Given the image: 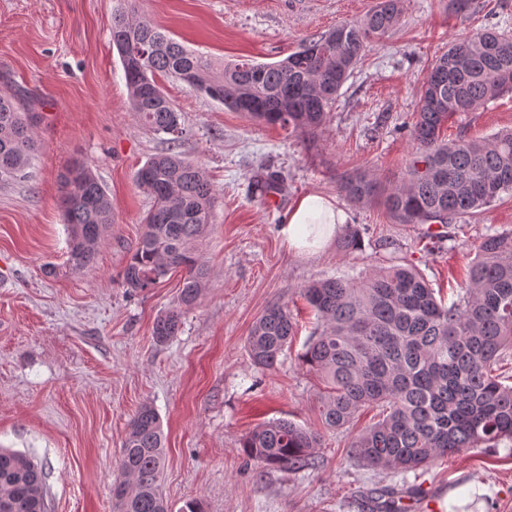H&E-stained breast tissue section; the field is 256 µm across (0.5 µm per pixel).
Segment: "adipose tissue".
Returning <instances> with one entry per match:
<instances>
[{"label":"adipose tissue","instance_id":"ef3b65f1","mask_svg":"<svg viewBox=\"0 0 512 512\" xmlns=\"http://www.w3.org/2000/svg\"><path fill=\"white\" fill-rule=\"evenodd\" d=\"M346 213L321 196L302 197L280 228L288 245L299 252L313 253L321 249L333 236L337 226L345 224Z\"/></svg>","mask_w":512,"mask_h":512}]
</instances>
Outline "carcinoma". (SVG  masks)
Masks as SVG:
<instances>
[{"mask_svg":"<svg viewBox=\"0 0 512 512\" xmlns=\"http://www.w3.org/2000/svg\"><path fill=\"white\" fill-rule=\"evenodd\" d=\"M401 13L402 0H379L363 19L302 39L281 61L243 59L224 64L221 73L127 12L113 19L111 42L132 111L171 143L183 128L157 73L256 122L312 133L367 48L396 27ZM509 91L512 36L487 30L455 41L421 87L409 179L386 187L367 171L345 173L339 191L353 203H381L401 224L445 229L491 206L512 192V130L478 141H446L440 134L452 116ZM34 147L30 116L16 100L0 96V177H26ZM136 182L153 204L122 280L131 291H145L182 274L178 305L159 315L153 329L156 342L166 343L179 331L182 309L197 303L210 279L197 247L216 197L205 171L173 150L149 158ZM253 184L267 197L281 191L283 179L259 168ZM60 207L71 237L68 264L81 272L95 262L111 227L112 198L88 166L76 163L62 177ZM359 246L353 229L337 239L345 253ZM302 295L320 320L301 362L326 385L323 428H346L361 410L382 408V418L351 443L356 458L401 476L400 483L376 492L377 512H405L403 498L419 492L409 473L470 448L512 443V385L496 374L500 362L512 358V230L483 237L466 286L447 305L412 263L318 279ZM294 333L288 306H268L246 340L253 363L273 368ZM320 445L319 431L278 420L254 429L242 448L250 460L297 471L314 465ZM165 457L160 417L143 404L128 423L112 482V512H171L161 491ZM0 512H47L43 468L25 452L0 448Z\"/></svg>","mask_w":512,"mask_h":512,"instance_id":"obj_1","label":"carcinoma"}]
</instances>
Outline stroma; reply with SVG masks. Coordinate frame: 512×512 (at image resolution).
<instances>
[{
	"label": "stroma",
	"instance_id": "obj_1",
	"mask_svg": "<svg viewBox=\"0 0 512 512\" xmlns=\"http://www.w3.org/2000/svg\"><path fill=\"white\" fill-rule=\"evenodd\" d=\"M377 0H136L139 15L206 57L215 69L252 59L282 60L300 40L361 19ZM127 0H0V95L17 96L33 117L37 148L26 178L0 180V448L34 456L46 472L49 512H112L128 423L145 403L166 436L163 494L172 512H371L389 470L353 458L354 436L378 419L360 411L325 432L317 469L291 472L247 461L255 427L289 419L320 426L325 386L299 357L317 320L301 297L307 283L409 261L437 295L451 299L486 233L512 228V194L438 226L400 224L379 204L356 205L341 175L370 171L401 183L421 86L450 42L489 27L512 32V0H478L458 15L448 0H404L399 25L373 44L316 133L288 134L163 75L156 81L181 115L177 151L202 167L216 194L199 248L211 278L165 344L157 316L175 307L179 275L132 293L122 272L152 200L137 170L168 141L132 112L119 55L110 43ZM512 128V94L455 115L447 139H483ZM76 162L88 165L112 198L113 222L95 263L68 266L69 235L58 198ZM265 166L284 187L265 198L252 175ZM319 195L347 215L361 248L335 242L315 255L289 249L280 227L297 200ZM288 304L298 327L274 369L254 365L246 339L267 306ZM407 512H512V450L472 448L433 465ZM467 499L454 492L464 484Z\"/></svg>",
	"mask_w": 512,
	"mask_h": 512
}]
</instances>
